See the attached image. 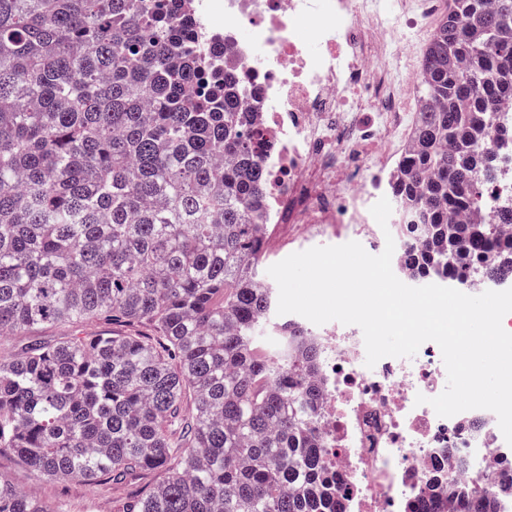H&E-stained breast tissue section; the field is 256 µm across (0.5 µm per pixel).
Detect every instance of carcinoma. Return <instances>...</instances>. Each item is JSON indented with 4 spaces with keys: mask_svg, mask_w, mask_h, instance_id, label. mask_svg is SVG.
I'll return each mask as SVG.
<instances>
[{
    "mask_svg": "<svg viewBox=\"0 0 512 512\" xmlns=\"http://www.w3.org/2000/svg\"><path fill=\"white\" fill-rule=\"evenodd\" d=\"M390 192L400 273L512 276V0H450ZM192 0H0V338L89 319L0 357V451L53 480L167 477L123 512H342L314 425L319 348L271 322L259 271L263 133ZM494 130L498 148L481 141ZM271 327L269 350L259 331ZM194 394L191 417L183 413ZM512 480L440 486L498 512ZM0 512H66L0 473Z\"/></svg>",
    "mask_w": 512,
    "mask_h": 512,
    "instance_id": "1",
    "label": "carcinoma"
}]
</instances>
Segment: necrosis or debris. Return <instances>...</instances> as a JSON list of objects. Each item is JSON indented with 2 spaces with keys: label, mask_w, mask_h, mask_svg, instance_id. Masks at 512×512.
<instances>
[{
  "label": "necrosis or debris",
  "mask_w": 512,
  "mask_h": 512,
  "mask_svg": "<svg viewBox=\"0 0 512 512\" xmlns=\"http://www.w3.org/2000/svg\"><path fill=\"white\" fill-rule=\"evenodd\" d=\"M200 25L220 35L224 59L254 90L244 101L268 134L260 154L267 180L263 252L296 237L351 224L374 234L372 205L388 196L405 153L406 114L417 105L421 66L396 87L391 42L374 0H196ZM321 349L318 430L342 512H407L430 481L458 482L512 468V446L496 414L474 409L445 418L417 395H439L441 350L365 364L361 329L314 326Z\"/></svg>",
  "instance_id": "obj_1"
}]
</instances>
